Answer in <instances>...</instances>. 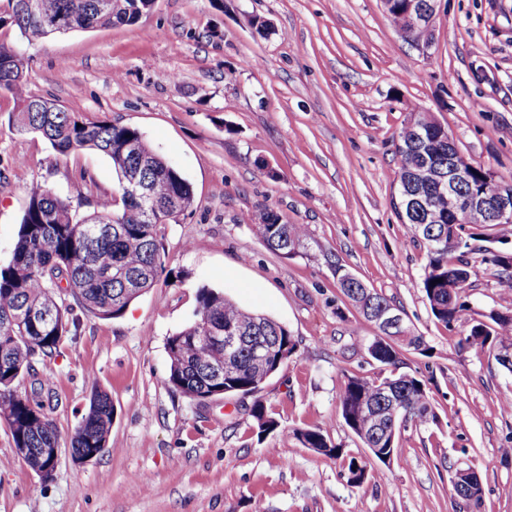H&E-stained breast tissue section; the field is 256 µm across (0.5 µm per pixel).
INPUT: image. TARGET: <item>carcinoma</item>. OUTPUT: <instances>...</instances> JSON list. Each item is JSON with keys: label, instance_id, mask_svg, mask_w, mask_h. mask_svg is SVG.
<instances>
[{"label": "carcinoma", "instance_id": "obj_1", "mask_svg": "<svg viewBox=\"0 0 512 512\" xmlns=\"http://www.w3.org/2000/svg\"><path fill=\"white\" fill-rule=\"evenodd\" d=\"M37 14L24 10L23 0H8L10 23L30 41L44 39L49 32L40 22L64 11L69 31H88L113 25H132L149 12L154 0H36ZM408 0H388L390 22L411 41L426 38V30L407 20ZM0 91L9 93L18 111L12 113L13 128L21 134L38 136L62 154L94 150L112 163L118 180L131 170H139L149 184L151 200L159 208L161 221L147 222L146 208L125 195L97 204L93 212L80 216L71 202L52 192L44 184L28 191V203L20 222L10 264L0 267V419L10 429L14 447L29 449L24 457L28 468L39 475L54 468L44 448L59 447V435L36 394L22 395L17 386L39 357L52 355L71 328L78 326L74 308L101 319L121 316L132 297L127 283L149 273L144 280L147 291L166 280L169 273L161 258L162 229L177 223L194 206V194L188 181L166 159L155 152L142 133L109 120L85 121L63 110L50 99L32 95L27 79L0 72ZM448 136L428 112H419L399 133L397 150L399 169L398 199L428 197V209L417 217L405 215L424 241L427 263L421 280L432 316L446 328L466 324L469 331L457 341V347L477 353L493 352L498 363L512 373V308L491 310L484 318L475 317L466 288L471 276L466 254L471 242L482 237L489 222L480 210L469 212L462 223L448 215V196L437 193L418 176L421 166H430L437 175H448ZM466 192L476 195L512 193V182L493 179L477 167L471 174ZM255 226L265 247L274 254L291 258L304 248L307 227L290 224L269 211L244 218ZM483 262L498 269L500 296L512 300V249L486 250ZM336 279L344 298L361 317L374 322L376 313L391 301L359 280L348 278V271L336 265ZM70 296L74 304L61 301ZM195 320L167 340L170 360L169 384L181 395L194 398L209 390L208 371L224 361V348L204 339L209 329L238 330L248 344L239 352L240 372L224 382L229 395L254 394L260 390L264 373L252 365L250 343L259 340L278 343L275 360L283 367L296 350V342L286 327L275 320L240 306L224 293L207 286L197 292ZM50 306L53 317L33 323L28 310ZM411 348L424 352L423 337L403 339L379 336L368 346L371 357L381 366L375 379L350 377L338 397L341 417L350 432L367 448L395 455L397 442H380L366 432L369 428L362 409L381 408L394 400V426L411 421L425 425L437 423L427 382L410 372H397L402 365L401 351ZM389 390L392 398L384 396ZM259 433L274 431L278 422L259 401L251 409ZM112 399L96 389L70 439L72 455L106 452L113 421ZM301 444L331 459L342 461L347 483L362 486L369 478L367 463L344 454L320 428L297 431ZM453 484L456 495L476 489L477 496L466 506L479 512L483 502L482 484L475 472L458 469Z\"/></svg>", "mask_w": 512, "mask_h": 512}]
</instances>
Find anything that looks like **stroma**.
Instances as JSON below:
<instances>
[{
	"label": "stroma",
	"instance_id": "1",
	"mask_svg": "<svg viewBox=\"0 0 512 512\" xmlns=\"http://www.w3.org/2000/svg\"><path fill=\"white\" fill-rule=\"evenodd\" d=\"M267 21L264 30L252 19ZM26 60L31 94L82 119L138 129L191 184L194 206L165 225L171 283L122 316L80 313L77 335L37 358L19 392H40L59 434L49 479L24 465L0 421V512H461L451 476L477 473L482 512H512V373L459 350L464 325L434 319L420 286L426 247L401 223L396 147L431 112L473 165L512 178V0H437L422 47L390 24L382 0H155L136 24L31 44L0 24ZM0 92V267L13 256L27 191L40 182L91 213L115 195L108 158L66 156L17 134ZM272 211L308 228L292 258L269 252L246 215ZM393 301L427 354L404 371L429 382L439 423H407L390 465L349 486L340 461L304 447L321 428L364 455L337 397L348 377L375 378L377 336L344 304L337 266ZM476 312L505 309L498 274L471 256ZM288 328L297 348L256 398L199 403L168 383L169 336L195 319L201 286ZM112 399L109 450L75 461L70 436L94 389ZM261 400L278 428L258 435Z\"/></svg>",
	"mask_w": 512,
	"mask_h": 512
}]
</instances>
